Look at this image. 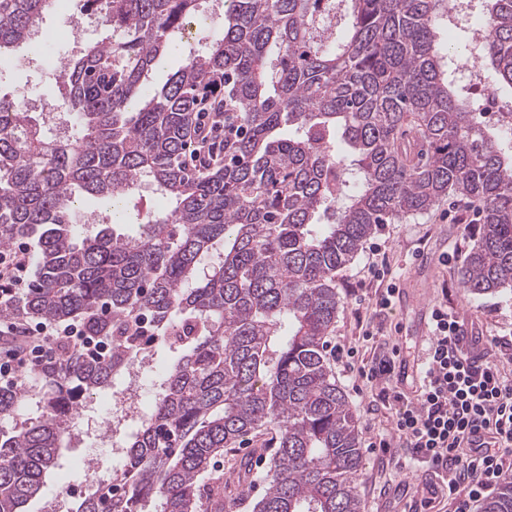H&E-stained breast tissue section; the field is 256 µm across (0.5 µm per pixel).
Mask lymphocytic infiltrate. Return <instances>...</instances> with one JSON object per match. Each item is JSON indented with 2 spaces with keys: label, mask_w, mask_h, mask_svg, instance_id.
<instances>
[{
  "label": "lymphocytic infiltrate",
  "mask_w": 512,
  "mask_h": 512,
  "mask_svg": "<svg viewBox=\"0 0 512 512\" xmlns=\"http://www.w3.org/2000/svg\"><path fill=\"white\" fill-rule=\"evenodd\" d=\"M223 84V75H216L211 93L198 101L190 158L203 166L224 160V102L215 95ZM428 330L429 356L419 366L420 391L413 398L401 389L396 352L363 364L356 363L354 349L343 345H334L332 353L364 387L374 390L376 402L390 409L395 433L376 434L374 441L388 463L403 471L422 464L443 472L441 485L423 488L422 512H429L441 493L453 512H473L512 474V378L488 358L467 359L463 326L446 304L432 307ZM58 338L88 353L106 349L104 341L84 336L73 324L33 327L0 320V385H17L27 360L53 353ZM481 429L493 434L492 447H461L465 433Z\"/></svg>",
  "instance_id": "lymphocytic-infiltrate-1"
}]
</instances>
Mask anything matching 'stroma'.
Returning <instances> with one entry per match:
<instances>
[{
    "mask_svg": "<svg viewBox=\"0 0 512 512\" xmlns=\"http://www.w3.org/2000/svg\"><path fill=\"white\" fill-rule=\"evenodd\" d=\"M14 64L0 67V97L12 96L19 89L29 91L32 98L55 106L63 99L58 90L56 76L44 67V56L39 40H31L16 48ZM450 198H443L428 214L410 217L392 224L379 225L372 235L371 244L384 246L389 263L398 276V286L404 294L403 304L392 312L378 316L372 309L359 308L355 300L360 292H373L370 284H362L363 267L370 253V246H362L356 258L336 273V289L341 297L336 323L329 341L358 348L359 356L371 359L382 352L385 343L401 340L407 347H415L416 331L423 319L422 303L447 301L448 308L463 322L468 335L481 344H488L491 337L512 332V295L488 294L480 298L469 296L460 280V270L470 248L479 236L480 216L471 210L466 214L470 227L454 223L448 217ZM425 254L433 258L434 270L416 267L414 257ZM382 324L383 333L372 340H364L363 325ZM336 380L347 395L349 403L360 418V442L363 446L362 464L358 486L362 499V512H403L420 485L418 471L394 473L383 468L377 450L369 442L377 430L389 427L388 409L374 403L366 389H356L340 362H332ZM261 438H252L236 447L225 449L217 455V467L208 468L201 477L204 488L226 484L224 512H250L239 503L238 489L231 478L240 460L249 453L256 454L258 464L251 472L264 474L270 465L271 451L262 450ZM63 462L51 470L46 478L44 498L31 502L27 512H46L47 497L65 494L68 486L78 476L84 464L112 469L109 448L97 447L91 435L68 443L63 449ZM66 496V494H65ZM74 498L66 496V507H73Z\"/></svg>",
    "mask_w": 512,
    "mask_h": 512,
    "instance_id": "obj_1",
    "label": "stroma"
}]
</instances>
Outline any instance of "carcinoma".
<instances>
[{"label":"carcinoma","instance_id":"obj_1","mask_svg":"<svg viewBox=\"0 0 512 512\" xmlns=\"http://www.w3.org/2000/svg\"><path fill=\"white\" fill-rule=\"evenodd\" d=\"M112 34L65 72L71 129L50 136L0 99V249L36 241V281L0 316L77 321L101 357L59 345L36 369L41 414L0 427V512H24L58 465L78 398L149 349L175 357L123 441L112 484L73 512H202L211 459L255 434L275 451L252 512H361L359 417L323 348L336 271L380 224L450 195L481 210L461 284L512 288V142L472 112L448 51V0H230L224 29L154 94L143 79L200 0H86ZM480 48L512 89V0H483ZM52 0H0V56ZM224 73V165L183 163L199 91ZM148 187L170 208L129 234L77 223L76 193L115 207ZM25 382L0 388L16 415ZM479 512H512V476Z\"/></svg>","mask_w":512,"mask_h":512}]
</instances>
